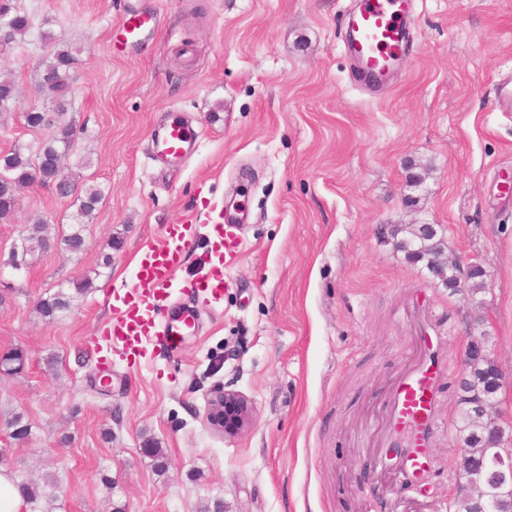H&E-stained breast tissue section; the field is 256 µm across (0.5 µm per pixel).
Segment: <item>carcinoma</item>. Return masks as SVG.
Instances as JSON below:
<instances>
[{
	"instance_id": "cac0c4a2",
	"label": "carcinoma",
	"mask_w": 512,
	"mask_h": 512,
	"mask_svg": "<svg viewBox=\"0 0 512 512\" xmlns=\"http://www.w3.org/2000/svg\"><path fill=\"white\" fill-rule=\"evenodd\" d=\"M9 23L4 33V41L9 43L15 36L25 33L29 27L26 16L15 14L8 17ZM73 63V54L69 49H60L53 58L38 67V74L48 73L54 77L56 96L64 100L69 93L68 69ZM60 154L57 141L45 144L36 159L25 157L20 151L14 150L0 157V183L24 184L30 181L35 169H40V181L44 184L58 185L59 169L50 163V160ZM102 199V192L96 187H89L81 197L79 214H90L96 204ZM397 248L403 251L407 258L420 262L427 260V266L439 276L448 287L457 289V286L467 287L477 292L485 287V271L480 267H469L466 270L447 268L438 262L441 248L435 241V231L422 227L413 228L409 235L397 242ZM73 294L59 290L49 298L40 301V312L46 317H53L58 313L69 310L72 306ZM495 361L482 354L473 359V363L462 381L458 405L460 407V420L456 432L469 437L470 445L476 453L490 446L498 436L499 430L491 423L485 422L480 428L475 427L476 401L492 389L489 372Z\"/></svg>"
}]
</instances>
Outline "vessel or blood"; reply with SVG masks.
Instances as JSON below:
<instances>
[{
    "instance_id": "obj_1",
    "label": "vessel or blood",
    "mask_w": 512,
    "mask_h": 512,
    "mask_svg": "<svg viewBox=\"0 0 512 512\" xmlns=\"http://www.w3.org/2000/svg\"><path fill=\"white\" fill-rule=\"evenodd\" d=\"M413 0H358L346 19L345 50L357 69L373 83L386 80L406 51L411 34ZM196 134L174 120L154 139L156 154L179 159L189 154ZM212 232L217 241L207 261L205 276L188 281L192 293L206 294L208 300H220L224 294V268L239 249L233 224L215 223ZM193 227L180 224L168 238L149 246L135 272V284L119 297L118 315L106 329L108 340L128 349L156 343L176 348L178 339L195 327V313L184 309L169 316V287L183 264ZM430 396L424 378L407 381L401 389L399 410L402 416L426 414Z\"/></svg>"
}]
</instances>
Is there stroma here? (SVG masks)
<instances>
[{
  "label": "stroma",
  "instance_id": "35a3bbf8",
  "mask_svg": "<svg viewBox=\"0 0 512 512\" xmlns=\"http://www.w3.org/2000/svg\"><path fill=\"white\" fill-rule=\"evenodd\" d=\"M355 0H0L29 19L0 47V155L34 157L56 136L24 114L50 106L37 65L72 48L62 176L104 191L69 234L76 197L24 187L0 222V466L55 480L32 512H448L457 456V374L484 338L512 421V112L495 89L512 69V0H414L409 51L393 80L365 93L344 51ZM156 19L126 43L124 13ZM197 134L183 161L153 156L173 118ZM245 205L240 251L219 302L185 295L204 273L213 203ZM195 220L171 287L198 312L178 351L126 354L102 335L113 292L171 225ZM433 225L441 263L477 258L485 292L453 290L396 246L392 231ZM22 269H14V261ZM69 311L37 304L81 281ZM426 378L434 403L423 443L428 488L409 462L397 394ZM251 403L227 437L207 420L213 391ZM29 426L9 436L15 416ZM164 452L156 471L142 451Z\"/></svg>",
  "mask_w": 512,
  "mask_h": 512
}]
</instances>
